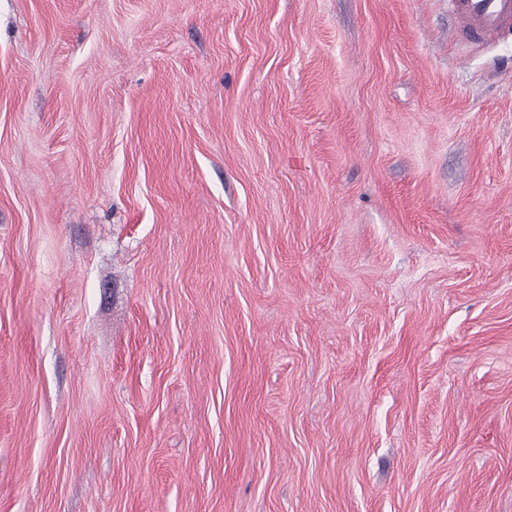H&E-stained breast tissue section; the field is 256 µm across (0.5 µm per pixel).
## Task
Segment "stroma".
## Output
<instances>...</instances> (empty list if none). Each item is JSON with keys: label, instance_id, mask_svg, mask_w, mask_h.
<instances>
[{"label": "stroma", "instance_id": "35a3bbf8", "mask_svg": "<svg viewBox=\"0 0 512 512\" xmlns=\"http://www.w3.org/2000/svg\"><path fill=\"white\" fill-rule=\"evenodd\" d=\"M0 512H512V37L0 0Z\"/></svg>", "mask_w": 512, "mask_h": 512}]
</instances>
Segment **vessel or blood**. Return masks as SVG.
Masks as SVG:
<instances>
[{
    "instance_id": "1",
    "label": "vessel or blood",
    "mask_w": 512,
    "mask_h": 512,
    "mask_svg": "<svg viewBox=\"0 0 512 512\" xmlns=\"http://www.w3.org/2000/svg\"><path fill=\"white\" fill-rule=\"evenodd\" d=\"M459 41L484 45L512 34V0H448Z\"/></svg>"
}]
</instances>
